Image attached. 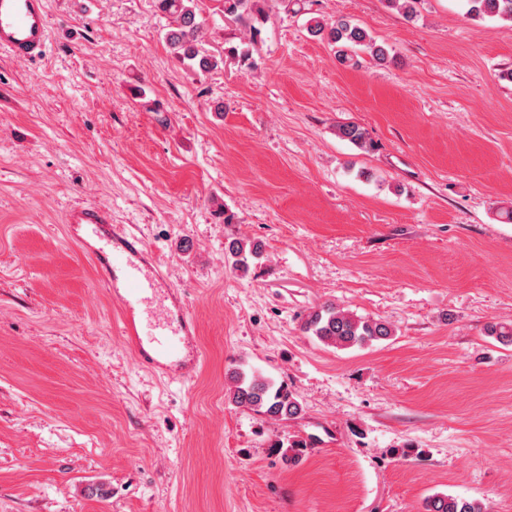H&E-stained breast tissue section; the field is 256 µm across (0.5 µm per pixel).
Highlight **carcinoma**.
<instances>
[{
	"label": "carcinoma",
	"mask_w": 512,
	"mask_h": 512,
	"mask_svg": "<svg viewBox=\"0 0 512 512\" xmlns=\"http://www.w3.org/2000/svg\"><path fill=\"white\" fill-rule=\"evenodd\" d=\"M157 9L171 17L173 25L165 33V39L175 56L188 63L195 72H209L224 63L199 47L201 22L197 20L195 0H156ZM465 15L477 19H501L512 21V0H463ZM268 20V0H224V21L241 27L245 40L224 49V54L239 64L252 67L253 48ZM310 36L325 40L337 48L338 56L352 59V54L365 48L378 63L387 61L389 52L369 37L364 28L345 17L332 20L312 18L307 22ZM339 137L365 148L369 146L363 127L355 123L338 126ZM234 270L245 275L251 262L262 257L263 246L250 239H234L228 244ZM305 332L322 343L340 349L364 348L376 341L387 340L394 335L391 325L380 319H365L333 304L323 305L310 312L303 324ZM233 386L229 400L236 406L270 419L288 421L299 417L303 408L296 392L287 383L272 379L247 376L236 368L229 372ZM289 464L297 463L309 443L305 439L277 440L271 444ZM424 512H486L482 504L458 496L435 493L425 499Z\"/></svg>",
	"instance_id": "carcinoma-1"
}]
</instances>
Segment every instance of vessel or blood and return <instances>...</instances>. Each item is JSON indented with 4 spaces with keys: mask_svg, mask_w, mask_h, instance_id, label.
<instances>
[{
    "mask_svg": "<svg viewBox=\"0 0 512 512\" xmlns=\"http://www.w3.org/2000/svg\"><path fill=\"white\" fill-rule=\"evenodd\" d=\"M50 35L47 0H0V51L20 60H36L45 54ZM68 221L98 240L92 256L105 273L107 287L120 299L125 311V333L140 357L159 368L194 374L202 364V356L185 354L194 323L183 308L160 316L138 313L166 285L147 259L140 240L118 230L110 211L98 206L72 211Z\"/></svg>",
    "mask_w": 512,
    "mask_h": 512,
    "instance_id": "b4317fda",
    "label": "vessel or blood"
}]
</instances>
